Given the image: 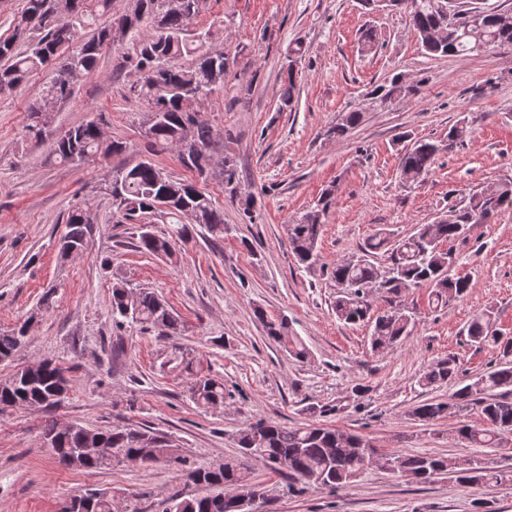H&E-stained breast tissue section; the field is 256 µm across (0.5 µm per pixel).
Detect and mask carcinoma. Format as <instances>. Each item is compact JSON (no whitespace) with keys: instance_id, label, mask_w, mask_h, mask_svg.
Returning a JSON list of instances; mask_svg holds the SVG:
<instances>
[{"instance_id":"cac0c4a2","label":"carcinoma","mask_w":512,"mask_h":512,"mask_svg":"<svg viewBox=\"0 0 512 512\" xmlns=\"http://www.w3.org/2000/svg\"><path fill=\"white\" fill-rule=\"evenodd\" d=\"M201 0H186L179 9L170 0H130L123 11L113 8L114 0H24L15 19L11 37L0 40V95L14 92L32 74L52 71L42 89V104L29 111L28 135L41 138L53 121L54 108L71 100L75 85L92 76L103 52L116 40L113 30L130 38L132 52L126 65L139 75L129 91L146 102L148 111L164 113L153 135L148 137V151L158 153L181 147L184 127H189L187 157L179 163L203 181L219 175L224 191L234 198L237 163L224 156L220 171L211 163L213 128L200 118L199 112H188L184 98L191 94L204 101L224 86L226 76L236 60L222 51L207 52L204 45L192 46L187 39L188 26L199 13ZM440 0H387V6L407 12L410 23L427 54L434 57H461L488 49L512 48V10L475 4L473 0H456L453 14L441 10ZM195 55L189 66H178L175 60ZM297 90V73L288 68L281 87L282 106H291ZM417 87L402 84L393 76L389 84L375 87V99L387 103L400 96L415 94ZM357 110L343 113L328 135L344 137L362 122ZM467 128L457 124L448 130L445 145L417 140L406 147L400 158V176L406 184L423 182L432 172L436 156L463 140ZM126 143L104 138L99 122L90 119L73 126L54 139L52 155L67 163H81L99 155L119 154ZM112 206L126 224L140 225L138 244L142 252L154 256L171 255L174 246L192 238L194 225L205 228L212 236H224V211L210 197L194 189L193 183L176 178L145 159L132 167L117 169L107 176ZM166 198L169 209H157L160 198ZM333 190H325L317 208L288 225V243L298 263L307 268L318 260L317 243L323 218L332 205ZM512 203V180L491 182L472 190L463 204H453L439 224H420L406 237L393 238L385 232L373 234L361 254L336 265L331 277L339 291L334 301L336 318L345 324L369 323L372 326L371 347L375 350L395 346L410 336L415 326L412 312L390 306L376 314L368 298L372 285L382 281L386 273L392 285L385 292L393 297L420 286L430 288L432 304L439 306L450 299L465 296L471 283L456 273L457 258L447 242L467 235L476 224H489L499 209ZM161 215L170 220L166 233L159 235L147 219ZM93 223L90 207L77 206L69 211L65 232L60 241L79 250L91 238ZM386 257L387 265L376 263ZM255 317L263 324L267 336L283 346L290 356L303 361L308 349L284 316L272 319L255 309ZM112 322H127L153 329L163 336L181 332L183 322L169 304L149 288L129 289L119 280L112 288ZM468 342L476 347L495 346L499 361L478 374L471 382L452 393L451 401H429L415 407L410 416L424 424L433 423L452 409L460 412L471 405L480 407L484 424L475 428L461 424L454 438L468 448H499L512 434V338L503 339L493 329L491 312L474 315L466 326ZM26 337L25 326L0 331V362L9 361ZM459 368L456 358L448 356L431 365L420 377L425 389L454 384ZM192 399L202 408L224 405V381L200 376L191 383ZM70 388L66 369L55 362H43L27 379L10 375L0 380V409L32 407L51 409L57 390ZM44 435L57 438L53 453L58 458L85 447L88 438L101 439L100 453L79 461L83 470L111 469L125 458H138L152 466L157 457H175V441L137 425L91 429L77 425L60 431L54 422L44 428ZM238 456L209 466L189 469L188 478H199L197 484L209 492L180 499L166 500L163 512H242L234 502L257 485L248 471L247 461L261 459L272 471H288V493L302 494L309 489L336 490L351 483L364 470L365 457L376 456L375 467L390 475H404L419 483H429L447 476L462 485L483 487L512 480V470L490 466L478 457H452L446 454L397 455L379 452L364 436L342 431L320 423L288 426L276 421L257 419L246 424L236 435ZM88 500L84 512H112V496L108 492H92L78 496Z\"/></svg>"}]
</instances>
